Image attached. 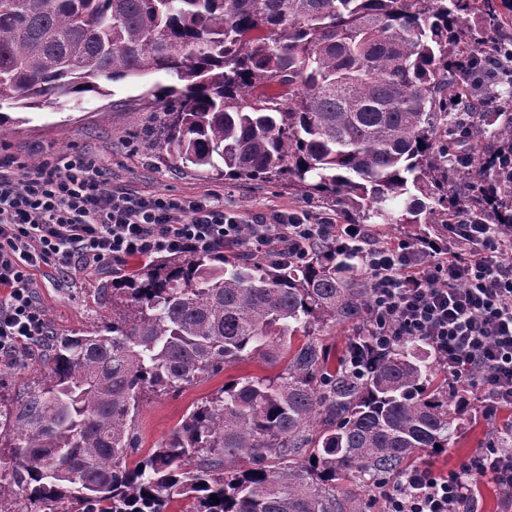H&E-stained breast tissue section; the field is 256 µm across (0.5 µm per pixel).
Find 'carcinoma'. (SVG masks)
<instances>
[{
	"mask_svg": "<svg viewBox=\"0 0 512 512\" xmlns=\"http://www.w3.org/2000/svg\"><path fill=\"white\" fill-rule=\"evenodd\" d=\"M508 28L512 0H0V132L7 109L175 72L185 86L153 91L166 119L149 137L184 168L286 176L418 242L461 214L512 225V106L485 109L474 54ZM274 82L288 100L256 93ZM369 310L366 279L321 259L172 254L113 282L101 328L21 349L16 369L35 348L43 377L0 409V512H353L342 484L399 477L472 423L415 340L363 378L347 369L362 336L330 364L318 329ZM283 358L136 457L147 394ZM510 446L506 422L488 447Z\"/></svg>",
	"mask_w": 512,
	"mask_h": 512,
	"instance_id": "obj_1",
	"label": "carcinoma"
}]
</instances>
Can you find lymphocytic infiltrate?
Here are the masks:
<instances>
[{
    "mask_svg": "<svg viewBox=\"0 0 512 512\" xmlns=\"http://www.w3.org/2000/svg\"><path fill=\"white\" fill-rule=\"evenodd\" d=\"M448 235L450 248L381 242L367 225L303 210L248 217L215 199L130 192L85 152L46 153L29 167L0 152V357L17 358L45 331L35 292L44 266L68 276L117 273L132 258L235 246L302 265L321 255L356 261L366 277L371 348L421 342L456 392H485L491 415L512 405V226L462 219ZM484 478L500 487L502 512H512V447L476 452L445 476L413 467L386 491L385 512H479L475 486Z\"/></svg>",
    "mask_w": 512,
    "mask_h": 512,
    "instance_id": "1",
    "label": "lymphocytic infiltrate"
}]
</instances>
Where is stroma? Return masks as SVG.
<instances>
[{"label": "stroma", "instance_id": "obj_1", "mask_svg": "<svg viewBox=\"0 0 512 512\" xmlns=\"http://www.w3.org/2000/svg\"><path fill=\"white\" fill-rule=\"evenodd\" d=\"M173 73L151 72L141 78L106 83L105 94H83L40 108L14 111L12 121L0 132V147L27 164L38 161L42 152L83 151L97 156L110 170L113 181L127 189L152 194H181L207 197L220 194L225 209L249 214L279 209H306L313 216L332 213L330 200L303 195L287 178L227 181L210 173L176 166L172 159L149 143L139 151L128 148L131 137L155 127L163 111L152 96L160 86H180ZM37 299L48 322L58 335L96 330L112 313L103 290L112 283L104 269L72 279L49 267L35 273ZM277 369L261 360H247L218 375L184 387L178 392L147 395L136 421L142 450L154 447L201 402L225 382L246 375H273ZM490 428L478 420L469 440L443 454L422 453V462L440 473H448L485 446Z\"/></svg>", "mask_w": 512, "mask_h": 512}]
</instances>
